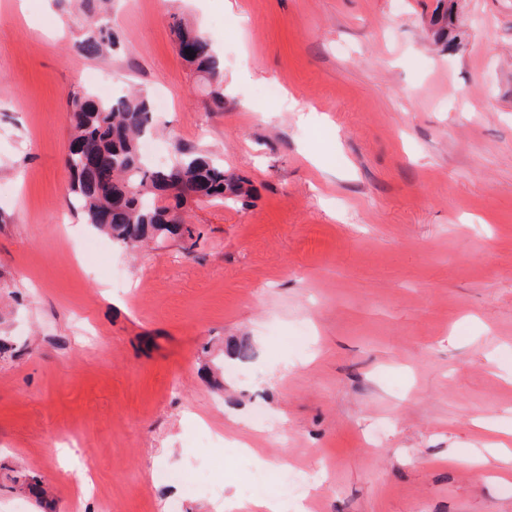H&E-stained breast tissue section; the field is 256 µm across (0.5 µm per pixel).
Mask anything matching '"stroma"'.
Returning a JSON list of instances; mask_svg holds the SVG:
<instances>
[{"label":"stroma","mask_w":512,"mask_h":512,"mask_svg":"<svg viewBox=\"0 0 512 512\" xmlns=\"http://www.w3.org/2000/svg\"><path fill=\"white\" fill-rule=\"evenodd\" d=\"M437 3L117 0L91 60L78 0H0V512H43L7 465L56 512H214L282 460L320 477L309 512H512V474L463 465L471 416L512 434V0H455L444 43ZM176 17L212 34L223 110ZM133 86L170 101L164 165L176 139L254 186L190 203L191 250L128 252L68 200L69 96ZM158 480L165 483H179L185 493L191 496L204 495L210 488L208 478L202 477L201 475H191L187 477L166 469H162L158 472Z\"/></svg>","instance_id":"stroma-1"}]
</instances>
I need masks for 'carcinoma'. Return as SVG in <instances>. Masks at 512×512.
<instances>
[{
    "label": "carcinoma",
    "instance_id": "cac0c4a2",
    "mask_svg": "<svg viewBox=\"0 0 512 512\" xmlns=\"http://www.w3.org/2000/svg\"><path fill=\"white\" fill-rule=\"evenodd\" d=\"M108 0H84L92 23L74 49L81 55L103 58L116 46V38L103 5ZM431 21L435 37H448V12ZM174 43L194 50L183 60L209 87V107L224 109L220 62L211 41L194 27L176 21L171 25ZM72 139L65 159L68 192L85 223L112 237L123 248L136 252L151 242L171 238L192 239L193 225L182 216L191 193L202 192V201L228 206L244 205L252 196L249 180L230 175L205 152L181 145L174 149L176 163L152 167L140 153V140L152 135L154 109L148 94L135 90L113 100L73 93L69 98ZM10 489L34 490L38 479L14 469L7 475Z\"/></svg>",
    "mask_w": 512,
    "mask_h": 512
}]
</instances>
